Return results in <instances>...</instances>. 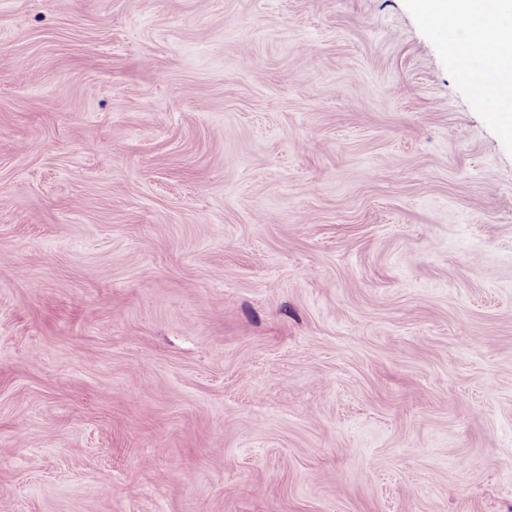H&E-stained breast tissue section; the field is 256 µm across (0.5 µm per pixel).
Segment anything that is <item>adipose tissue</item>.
I'll list each match as a JSON object with an SVG mask.
<instances>
[{
  "instance_id": "adipose-tissue-1",
  "label": "adipose tissue",
  "mask_w": 512,
  "mask_h": 512,
  "mask_svg": "<svg viewBox=\"0 0 512 512\" xmlns=\"http://www.w3.org/2000/svg\"><path fill=\"white\" fill-rule=\"evenodd\" d=\"M416 11L435 26H466L464 40L448 44V53L467 73L490 72L494 89L476 96L490 102L493 118L512 133V0H414Z\"/></svg>"
}]
</instances>
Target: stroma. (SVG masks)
<instances>
[{
  "label": "stroma",
  "mask_w": 512,
  "mask_h": 512,
  "mask_svg": "<svg viewBox=\"0 0 512 512\" xmlns=\"http://www.w3.org/2000/svg\"><path fill=\"white\" fill-rule=\"evenodd\" d=\"M413 0H0V512H512V135Z\"/></svg>",
  "instance_id": "stroma-1"
}]
</instances>
